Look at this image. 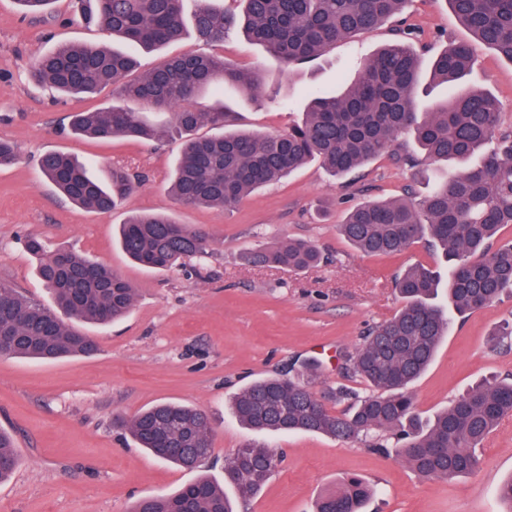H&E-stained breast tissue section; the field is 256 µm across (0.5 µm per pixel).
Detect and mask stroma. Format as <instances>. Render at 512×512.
<instances>
[{
	"label": "stroma",
	"mask_w": 512,
	"mask_h": 512,
	"mask_svg": "<svg viewBox=\"0 0 512 512\" xmlns=\"http://www.w3.org/2000/svg\"><path fill=\"white\" fill-rule=\"evenodd\" d=\"M399 26L413 31L425 74L446 45L469 43L474 66L462 87L495 95L503 128L512 130V63L474 40L448 0H409L399 17L336 42L289 73L238 33L220 46L190 36L151 54L133 44L125 50L146 68L189 47L262 68L266 87L280 92L278 101L251 99L228 84L198 93L193 106L207 110L221 100L236 112L238 127L284 132L304 111L310 89L338 92ZM102 40L98 31L73 21L69 0H55L43 19L22 17L15 0H0V140L17 152L16 162L0 167V282L53 305L35 257L21 244L30 235L74 248L135 288L127 316L105 327L88 325L98 341L95 355L53 361L0 356V428L13 434L20 457L13 475L0 482V512H128L137 499L177 491L199 475L223 480L225 461L248 443L268 446L281 462L257 494H233L237 512H311L318 496L350 475L376 489L368 512H501L498 486L512 476V420L502 421L479 448L475 473L446 482L423 479L397 456L358 442L309 432L255 433L230 406L253 381L310 359L319 363L314 390L328 398L347 380L345 353L400 308L395 277L417 263L447 276L448 263L429 238L394 256H373L356 250L337 229L360 202L403 197L410 185L426 195L436 165L424 159L414 169L384 155L338 181L311 161L231 209L182 207L166 189L180 138H74L66 131L69 115L107 106L111 90L76 98L29 77L31 67L59 45ZM49 150L77 156L102 178L125 167L145 180L116 210L93 212L66 200L41 175L38 160ZM142 211L203 228L211 238L207 254L187 258L174 271L132 263L116 235L130 214ZM288 239L311 242L323 262L291 270L251 261L252 253ZM511 319V292L455 319L410 387L421 418L433 417L477 381L512 377V348L489 342ZM160 402L209 416L212 452L201 470L138 448L122 428V421Z\"/></svg>",
	"instance_id": "stroma-1"
}]
</instances>
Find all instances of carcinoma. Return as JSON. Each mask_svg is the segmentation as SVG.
I'll list each match as a JSON object with an SVG mask.
<instances>
[{"mask_svg":"<svg viewBox=\"0 0 512 512\" xmlns=\"http://www.w3.org/2000/svg\"><path fill=\"white\" fill-rule=\"evenodd\" d=\"M71 2L86 26L147 52L184 35L183 0ZM406 2L243 0L237 16L219 0H199L192 25L195 38L207 44H222L240 29L288 72L339 40L377 28ZM448 3L476 39L512 63V0ZM408 36L395 30L392 41L359 68L342 93L310 92L301 120L277 134L236 131L226 109L189 106L200 90L220 89L226 82L256 99L266 95L258 72L192 48L136 75L138 62L106 42L66 44L42 56L30 77L72 95H95L112 87V105L70 117L69 130L78 138L180 137L183 146L169 192L185 207L230 209L314 160L334 177L386 154L413 167L418 163L415 153L394 152L401 134L410 135L427 158L459 163L455 173L435 177L424 198L363 201L338 225L351 245L371 255L399 254L427 233L450 263L446 303L439 300L438 274L427 267L414 266L396 280L402 308L372 327L345 356L347 373L360 387L339 385L332 391L334 401L348 400L350 409L335 412L316 397V361L288 377L259 379L231 401L234 414L252 430H301L343 442H368L376 452H395L423 478L448 481L479 467L476 449L512 416V382L479 381L428 422L417 414L409 386L432 362L453 316L489 305L512 288V242L490 248L500 230L512 226V132L501 131L500 106L490 92L453 93L473 64L471 49L462 42L449 45L432 64V81L448 88L449 100L419 111L414 106L420 88L418 55ZM149 109L168 110L166 120H151ZM205 127L219 134L197 135ZM40 169L68 199L100 213L115 209L138 186L117 167L101 181L75 157L59 151L44 153ZM118 241L133 262L158 270L175 269L184 259L207 253L211 245L203 230L162 214L129 217L120 226ZM24 246L35 256L38 277L56 308L0 283V332L11 336L0 345V355L54 360L94 354L96 349L85 341L88 334L70 320H117L132 308L135 288L73 250L52 248L36 237L25 238ZM256 260L303 269L317 264L320 254L306 240L288 239L260 251ZM121 425L139 447L155 454L166 443H185L190 436L211 441L208 416L174 403L156 404ZM273 457L271 450L248 444L225 463L224 485L204 477L175 493L142 498L131 512H233L224 486L243 495L257 493L270 478ZM19 462L13 438L0 431V481ZM371 495L364 480L348 477L317 501L315 512H363Z\"/></svg>","mask_w":512,"mask_h":512,"instance_id":"obj_1","label":"carcinoma"}]
</instances>
